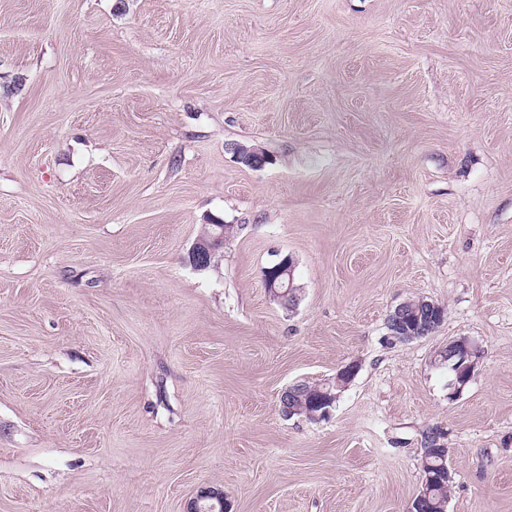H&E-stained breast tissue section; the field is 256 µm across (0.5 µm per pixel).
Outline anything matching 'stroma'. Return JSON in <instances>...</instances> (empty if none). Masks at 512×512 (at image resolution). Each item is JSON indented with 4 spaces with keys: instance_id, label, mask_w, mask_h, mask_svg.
Masks as SVG:
<instances>
[{
    "instance_id": "35a3bbf8",
    "label": "stroma",
    "mask_w": 512,
    "mask_h": 512,
    "mask_svg": "<svg viewBox=\"0 0 512 512\" xmlns=\"http://www.w3.org/2000/svg\"><path fill=\"white\" fill-rule=\"evenodd\" d=\"M427 432L512 512V0H0V512H408ZM211 230L193 244L190 256L195 269L203 270L210 266L219 249L224 246L229 226L226 224H209ZM271 268H264L263 280L265 281V288L268 294L279 303L288 305V308L294 307L298 303V293L294 288V271L295 265L292 257L284 255L279 258L270 266ZM274 271V275L269 273ZM288 301V302H287ZM454 357L466 363L456 367L448 364V371L451 374L448 380V396L452 399L470 382L480 358V351L468 339L461 338L448 343V360ZM346 383L342 380L336 381V388L333 387H323V386H317L312 384H307L306 391L301 394V399L304 401L306 400V397L318 390H322L319 393L322 396H325V398H320L314 403L310 404V409H307L306 403L302 402V404L299 406L294 400V397L297 396L298 391L295 389L294 385L289 386L286 388L281 396H280V412L281 415L285 418H291L294 412L301 411L306 409V418L313 422H319L322 420H325L329 418L331 414V410L334 407V404L336 403V395H333L332 397L328 392L330 390L332 393L338 394V392L341 391L342 387H344ZM328 404L331 407H328ZM228 504L224 500L222 492L214 490L201 491L190 502L186 512H228Z\"/></svg>"
}]
</instances>
